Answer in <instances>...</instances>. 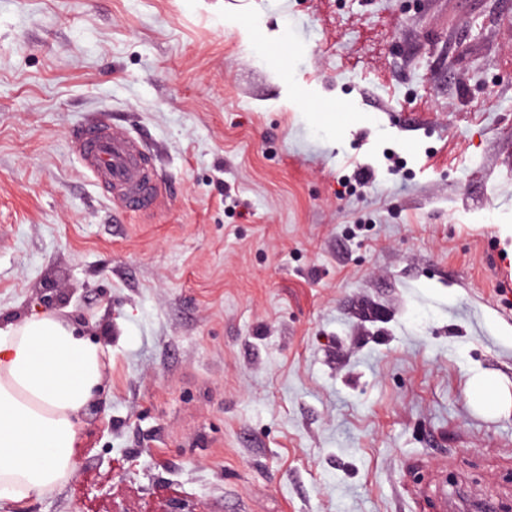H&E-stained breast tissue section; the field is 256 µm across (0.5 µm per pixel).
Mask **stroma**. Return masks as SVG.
I'll return each instance as SVG.
<instances>
[{"label":"stroma","mask_w":512,"mask_h":512,"mask_svg":"<svg viewBox=\"0 0 512 512\" xmlns=\"http://www.w3.org/2000/svg\"><path fill=\"white\" fill-rule=\"evenodd\" d=\"M277 44L259 55L248 32ZM142 141L126 214L75 132ZM512 0H0V325L104 351L22 512L512 506ZM467 397L473 410L485 417L497 418L512 412V388L495 372L475 374L469 381Z\"/></svg>","instance_id":"stroma-1"}]
</instances>
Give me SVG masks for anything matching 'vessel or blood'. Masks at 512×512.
<instances>
[{"instance_id":"1","label":"vessel or blood","mask_w":512,"mask_h":512,"mask_svg":"<svg viewBox=\"0 0 512 512\" xmlns=\"http://www.w3.org/2000/svg\"><path fill=\"white\" fill-rule=\"evenodd\" d=\"M74 138L86 169L112 187L125 210L145 213L161 206L150 154L141 141L94 122Z\"/></svg>"}]
</instances>
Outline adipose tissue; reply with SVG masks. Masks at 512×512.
<instances>
[{"label": "adipose tissue", "mask_w": 512, "mask_h": 512, "mask_svg": "<svg viewBox=\"0 0 512 512\" xmlns=\"http://www.w3.org/2000/svg\"><path fill=\"white\" fill-rule=\"evenodd\" d=\"M102 358L98 344L52 311L0 326V512H21L74 474ZM467 397L483 416L512 414V385L497 373L475 374Z\"/></svg>", "instance_id": "obj_1"}]
</instances>
